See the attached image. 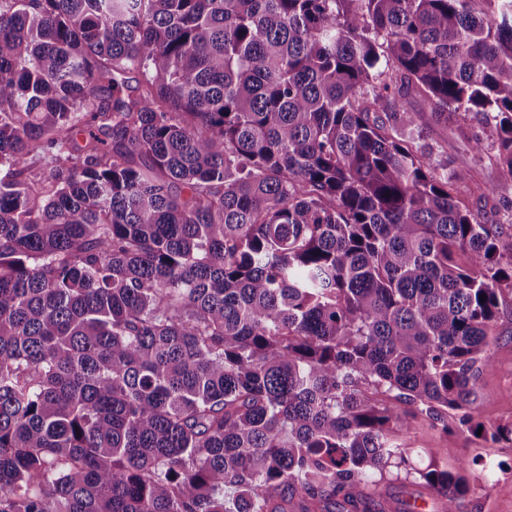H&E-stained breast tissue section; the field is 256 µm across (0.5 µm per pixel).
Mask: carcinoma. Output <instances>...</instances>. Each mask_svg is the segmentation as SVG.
I'll return each instance as SVG.
<instances>
[{
	"label": "carcinoma",
	"instance_id": "carcinoma-1",
	"mask_svg": "<svg viewBox=\"0 0 512 512\" xmlns=\"http://www.w3.org/2000/svg\"><path fill=\"white\" fill-rule=\"evenodd\" d=\"M473 2L0 0V512H384L391 468L457 512L392 438L512 440L465 412L512 239L422 142L479 117L512 181Z\"/></svg>",
	"mask_w": 512,
	"mask_h": 512
}]
</instances>
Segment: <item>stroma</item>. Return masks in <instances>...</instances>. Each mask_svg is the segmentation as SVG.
<instances>
[{
  "mask_svg": "<svg viewBox=\"0 0 512 512\" xmlns=\"http://www.w3.org/2000/svg\"><path fill=\"white\" fill-rule=\"evenodd\" d=\"M476 121L463 120L461 127L429 126L423 131L426 142L446 144L451 169L471 180L497 187L496 203L500 209L512 207V183L501 180L487 160L477 159L467 141V132H481ZM496 342L490 363L484 367L477 385L481 398L473 416L485 426L512 422V295H505L496 321ZM459 412H449L446 423L424 416L412 419L408 432L398 441L409 448L421 463L436 461L449 471H458L462 462L494 464L492 475L471 481L469 492L460 498L458 512H512V441L494 440L463 430ZM371 494L380 500L385 512H406L414 503L424 512H436L438 501L414 476L390 474L373 483Z\"/></svg>",
  "mask_w": 512,
  "mask_h": 512,
  "instance_id": "obj_1",
  "label": "stroma"
}]
</instances>
